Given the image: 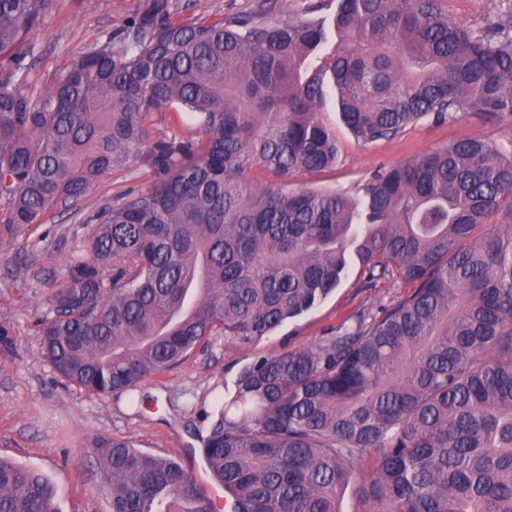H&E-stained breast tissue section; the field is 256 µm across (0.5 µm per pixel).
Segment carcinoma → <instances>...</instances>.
<instances>
[{
    "label": "carcinoma",
    "mask_w": 512,
    "mask_h": 512,
    "mask_svg": "<svg viewBox=\"0 0 512 512\" xmlns=\"http://www.w3.org/2000/svg\"><path fill=\"white\" fill-rule=\"evenodd\" d=\"M442 0H338L337 44L307 3L212 23L147 0L51 85L29 61L51 0H0V246L142 154L156 179L87 225L50 297L44 354L89 393L135 391L212 336L248 344L318 306L349 252L360 287L410 294L316 345L244 367L202 455L228 512H512V151L462 137L375 173L364 211L291 188L336 164L337 93L364 143L425 118L512 116V14L481 30ZM270 174L261 183L253 173ZM91 448L111 512H212L176 460L126 438ZM0 512H61L47 477L0 457ZM166 114L165 112H155L153 114L152 119L149 122L148 125V135H147V142L145 147L143 148V153L145 154L152 144L161 138H165L168 136H171L174 132L179 136V134L182 135H189L190 132L187 129H182L179 131L174 130L170 127V125L167 123V120L165 118Z\"/></svg>",
    "instance_id": "obj_1"
}]
</instances>
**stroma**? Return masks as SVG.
I'll list each match as a JSON object with an SVG mask.
<instances>
[{"label": "stroma", "mask_w": 512, "mask_h": 512, "mask_svg": "<svg viewBox=\"0 0 512 512\" xmlns=\"http://www.w3.org/2000/svg\"><path fill=\"white\" fill-rule=\"evenodd\" d=\"M188 21H209L255 9L258 0H172ZM142 0H54L32 37L29 57L44 83H53L72 59L119 33ZM458 21L472 27L512 12V0H442ZM322 118L336 134V165L312 178L299 173L296 188L355 193L380 167L407 162L461 136L485 139L512 150V118L484 119L472 113L437 123L424 119L396 139L358 141L342 122L335 95H328ZM152 171L136 161L103 177L81 199L52 211L30 238L0 248V320L12 327L15 350L0 355V457L44 474L55 487L63 512H111L103 476L89 442L93 436L123 437L144 451L178 459L188 471L201 461L200 448L213 421V406L247 364L275 351L310 347L360 316L406 296L409 285L385 281L359 285V269L348 274L316 308L284 322L270 335L243 345L216 337L192 352L175 370L145 380L140 394L150 406L136 410L128 394L95 395L66 384L45 359L38 325L50 316L49 293L67 264L83 249L85 217L126 194L146 190Z\"/></svg>", "instance_id": "35a3bbf8"}]
</instances>
